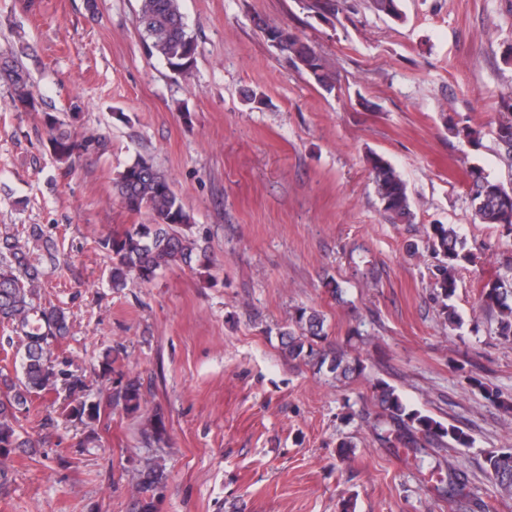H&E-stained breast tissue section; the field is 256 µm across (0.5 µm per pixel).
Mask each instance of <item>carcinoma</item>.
<instances>
[{
	"instance_id": "carcinoma-1",
	"label": "carcinoma",
	"mask_w": 512,
	"mask_h": 512,
	"mask_svg": "<svg viewBox=\"0 0 512 512\" xmlns=\"http://www.w3.org/2000/svg\"><path fill=\"white\" fill-rule=\"evenodd\" d=\"M303 7L321 15L336 16L341 9L340 0H316L303 3ZM138 27L144 43L152 55L164 59L175 75L188 72L194 65L196 43L180 11L179 0H139ZM280 52L286 54L294 66L309 74L325 91L333 90L332 78L325 73L321 57L308 45L290 33L288 43ZM5 76L13 89L12 101L17 108L36 110L34 97L29 89L24 67L17 60L0 54V76ZM501 110L506 117L499 122L494 134L505 155L512 160V96L502 97ZM47 131V144L51 156L62 174L71 173L76 159L92 149L103 146L105 138L77 135L71 123L58 115L43 113ZM370 175L385 219L393 224L410 223L411 210L407 186L400 174L383 157L371 159ZM115 189L122 203L133 212H148L151 222L132 224L121 232L108 234L99 240L110 261L109 281L113 289L127 287L136 278L152 281L158 272L173 265L191 271L210 268L215 259L194 238L178 231L191 223V216L177 197L163 173L149 159L138 155L118 174ZM468 194L475 215L486 224H499L512 235V219L506 218V207H512V188L489 178L479 167L472 168ZM427 237L435 253L441 256L437 265L436 286L444 299L441 310L448 322L457 321V314L446 300L455 293V271L460 262L468 259L464 253L465 242L454 225L432 224ZM26 238L41 244L49 262L55 261L56 245L53 238L38 225L26 230ZM45 271L33 263L26 249V242L15 233H0V323L9 325L23 334L21 357L22 376L12 380L0 379V448L9 457L14 448L25 447L29 441L20 437L19 414L27 410L31 397L62 383L71 402L69 415L97 420L100 404L85 400L89 388L85 377L61 367L53 357L52 346L69 333L66 312L51 303L41 301V280ZM485 301L500 312V335L512 338V285L498 279L485 285ZM283 350L292 359L305 360L327 369L334 377H348L362 370L359 359L338 350L322 347L325 339L324 318L315 309L297 311L294 327L279 332ZM375 397L385 417L386 434L382 439L396 441L414 453L424 447L422 441L431 438L448 439L452 445L465 446L466 433L460 428L448 427L416 410L408 409L394 387L385 382L375 386ZM143 400L142 384L129 378L112 388L109 402L128 414H135ZM484 469L500 492L512 495V448L492 451L485 456ZM166 475L157 467L146 466L141 472L139 497L135 512H155V498L165 487ZM464 478L455 474L448 477L442 495L452 501L463 496Z\"/></svg>"
}]
</instances>
